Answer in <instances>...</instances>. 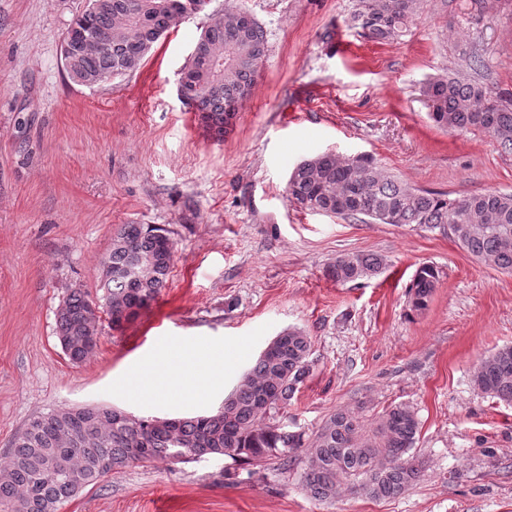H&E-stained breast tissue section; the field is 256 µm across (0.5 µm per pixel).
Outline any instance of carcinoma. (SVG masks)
<instances>
[{
	"label": "carcinoma",
	"instance_id": "obj_1",
	"mask_svg": "<svg viewBox=\"0 0 512 512\" xmlns=\"http://www.w3.org/2000/svg\"><path fill=\"white\" fill-rule=\"evenodd\" d=\"M195 2L204 11L209 0H88L71 26L88 35L75 48L65 69L83 86L104 84L103 77L136 72L157 40L178 26L176 12ZM418 0H357L351 24L379 42L405 32L416 15ZM197 44L202 54L186 65L199 100L196 111L217 133L230 125L249 96L267 55V34L243 12L209 14ZM423 95L430 116L441 129L489 133L500 149L512 153V94L499 93L474 80L438 76ZM289 201L300 208L355 221L416 224L448 233L471 256L512 273V193L486 191L453 199L412 187L384 172L368 155L323 152L294 167ZM175 243L155 224H123L112 236V248L100 261V308L113 330L123 329L147 309L165 287L173 265ZM374 253L349 252L336 257L329 274L346 283L371 278L382 270ZM138 267L136 277L127 274ZM439 283V272L420 266L409 285L413 310L421 311ZM73 288L56 314L57 337L73 362L95 353L100 317L97 302ZM310 337L301 330L283 333L276 349L260 354L240 384L209 415L165 419L112 414L106 408H60L30 420L16 437L10 456L0 464V512H60L88 487L133 462L181 461L218 456L260 465L275 461L278 469L301 467L304 488L319 501L336 497L342 487L372 499L401 495L420 480L423 462L410 455L420 422L414 410L396 405L368 419L338 409L307 437L270 422L288 408L311 370ZM474 385L502 402L512 403V346L484 358Z\"/></svg>",
	"mask_w": 512,
	"mask_h": 512
}]
</instances>
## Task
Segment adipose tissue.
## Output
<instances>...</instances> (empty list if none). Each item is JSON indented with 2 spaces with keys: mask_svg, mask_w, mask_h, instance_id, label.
<instances>
[{
  "mask_svg": "<svg viewBox=\"0 0 512 512\" xmlns=\"http://www.w3.org/2000/svg\"><path fill=\"white\" fill-rule=\"evenodd\" d=\"M223 369V349L171 345L161 357L136 362L132 374L137 382L132 389L152 402L175 396L195 399L221 386Z\"/></svg>",
  "mask_w": 512,
  "mask_h": 512,
  "instance_id": "ef3b65f1",
  "label": "adipose tissue"
}]
</instances>
